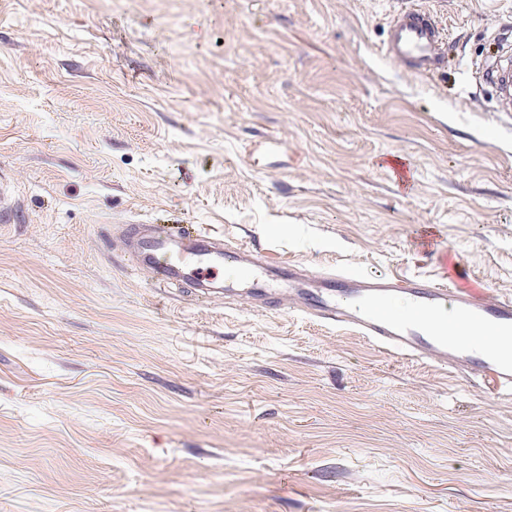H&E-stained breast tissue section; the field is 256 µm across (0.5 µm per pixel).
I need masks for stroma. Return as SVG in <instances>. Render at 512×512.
Masks as SVG:
<instances>
[{
    "label": "stroma",
    "instance_id": "stroma-1",
    "mask_svg": "<svg viewBox=\"0 0 512 512\" xmlns=\"http://www.w3.org/2000/svg\"><path fill=\"white\" fill-rule=\"evenodd\" d=\"M448 65L382 58L399 7ZM512 0H0V512H512V393L164 291L128 222L512 296ZM484 79L496 87V97L502 105L500 112H508L504 106L505 100L511 106L512 101V68L510 59L506 64H500L496 69L485 72Z\"/></svg>",
    "mask_w": 512,
    "mask_h": 512
}]
</instances>
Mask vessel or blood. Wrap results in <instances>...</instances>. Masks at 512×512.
Returning a JSON list of instances; mask_svg holds the SVG:
<instances>
[{
    "instance_id": "1",
    "label": "vessel or blood",
    "mask_w": 512,
    "mask_h": 512,
    "mask_svg": "<svg viewBox=\"0 0 512 512\" xmlns=\"http://www.w3.org/2000/svg\"><path fill=\"white\" fill-rule=\"evenodd\" d=\"M448 36L432 14L414 7L395 10L382 52L422 74L443 61ZM498 101H512V65L485 72ZM133 265L151 273L159 289L181 282L201 287L220 276L224 293L263 311H296L362 336L378 350L440 369L453 376L491 378L512 391V297L486 298L459 288L444 275L366 279L339 270L275 267L244 244L227 245L195 224L135 225L129 230ZM463 328L448 333L449 320Z\"/></svg>"
}]
</instances>
